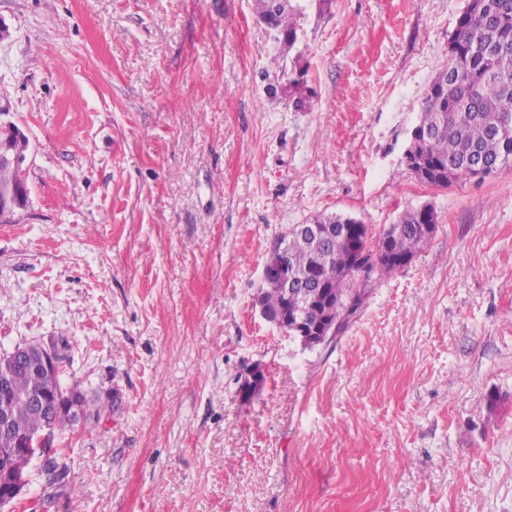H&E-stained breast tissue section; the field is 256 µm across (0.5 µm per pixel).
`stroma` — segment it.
Masks as SVG:
<instances>
[{"mask_svg": "<svg viewBox=\"0 0 512 512\" xmlns=\"http://www.w3.org/2000/svg\"><path fill=\"white\" fill-rule=\"evenodd\" d=\"M467 0H0V121L29 198L0 223V351L69 348L106 399L0 512H512V163L438 188L403 154ZM434 235L303 348L254 306L320 213ZM265 378L249 399L253 365ZM254 10L258 18L269 28L271 40L274 44L291 48L297 39V25L304 13L305 5L299 2L298 7L288 1V6L275 2V0H254ZM282 36L280 41L279 33Z\"/></svg>", "mask_w": 512, "mask_h": 512, "instance_id": "1", "label": "stroma"}]
</instances>
